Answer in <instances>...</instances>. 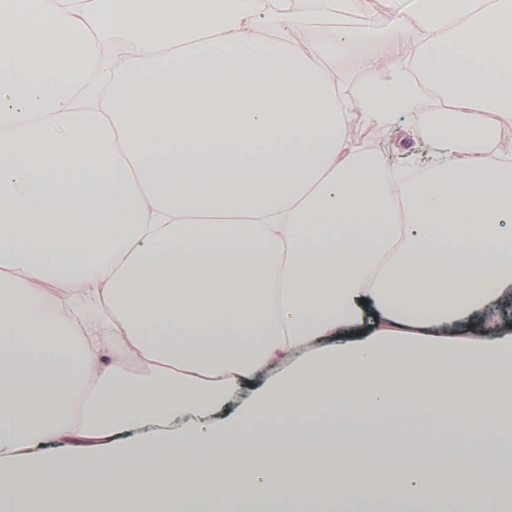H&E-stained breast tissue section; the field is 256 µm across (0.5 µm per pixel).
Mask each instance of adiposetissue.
I'll use <instances>...</instances> for the list:
<instances>
[{
    "label": "adipose tissue",
    "instance_id": "1",
    "mask_svg": "<svg viewBox=\"0 0 512 512\" xmlns=\"http://www.w3.org/2000/svg\"><path fill=\"white\" fill-rule=\"evenodd\" d=\"M331 2L0 0V512H512V0ZM412 0H381L363 16L354 17L344 12L336 3V11L319 23L320 32L331 27H354L366 25L375 29H384L397 23L411 7ZM336 86L349 98H354L366 82V76L344 64H336ZM349 136L355 146L394 173L399 170L424 172V163L438 152V146L426 135L409 137L399 123L374 131L364 121L356 119L349 127ZM414 159L419 163L412 164ZM68 448H56L54 446H41L40 449L34 451L38 457L46 459L52 458H70L77 459L88 454L92 448L88 447V440L74 436L68 439Z\"/></svg>",
    "mask_w": 512,
    "mask_h": 512
}]
</instances>
